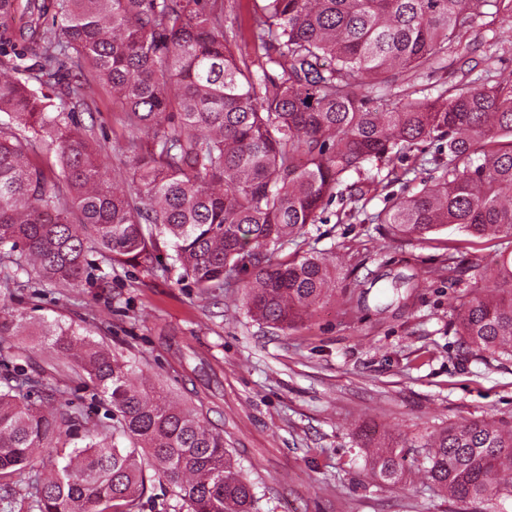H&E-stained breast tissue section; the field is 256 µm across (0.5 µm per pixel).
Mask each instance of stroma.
<instances>
[{
	"label": "stroma",
	"instance_id": "1",
	"mask_svg": "<svg viewBox=\"0 0 512 512\" xmlns=\"http://www.w3.org/2000/svg\"><path fill=\"white\" fill-rule=\"evenodd\" d=\"M78 118L119 167L127 133L108 88ZM367 181L365 215L417 191L431 168L410 155ZM345 195L309 225V247L335 254L332 295L287 330L251 317L242 286L204 298L178 271L103 266L79 288L7 292L0 307L86 323L95 338L136 359L143 381L167 380L177 402L199 391L254 485L257 512H512V500L448 499L408 455L395 483L372 477L367 448L473 418L512 420V360L482 359L449 326L455 285L439 270L449 245L489 266L492 247L450 226L426 241L397 240L386 225L353 220ZM16 336L30 347L34 337Z\"/></svg>",
	"mask_w": 512,
	"mask_h": 512
}]
</instances>
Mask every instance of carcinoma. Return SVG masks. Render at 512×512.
I'll return each instance as SVG.
<instances>
[{
    "label": "carcinoma",
    "mask_w": 512,
    "mask_h": 512,
    "mask_svg": "<svg viewBox=\"0 0 512 512\" xmlns=\"http://www.w3.org/2000/svg\"><path fill=\"white\" fill-rule=\"evenodd\" d=\"M503 18L512 0H265L246 59L222 0H0V50L14 48L0 65V281L78 288L106 261L177 269L209 297L242 273L250 315L286 329L336 287L335 256L302 249L323 206L365 164L437 141L438 179L374 220L401 239L455 224L499 244L491 288L465 281L452 252L440 272L467 282L449 303L462 343L512 358V78L459 66L478 26L494 58ZM436 75L431 93L421 80ZM90 78L128 132L133 193L103 178L107 150L76 117ZM37 150L57 174L32 162ZM21 327L0 310V487L27 472L32 512H140L154 482L187 512H255L202 408L55 320L37 335L40 354L63 360L62 388L12 341ZM87 400L101 418L85 417ZM412 448L449 497L512 500V422L376 445L372 476L399 481Z\"/></svg>",
    "instance_id": "carcinoma-1"
}]
</instances>
